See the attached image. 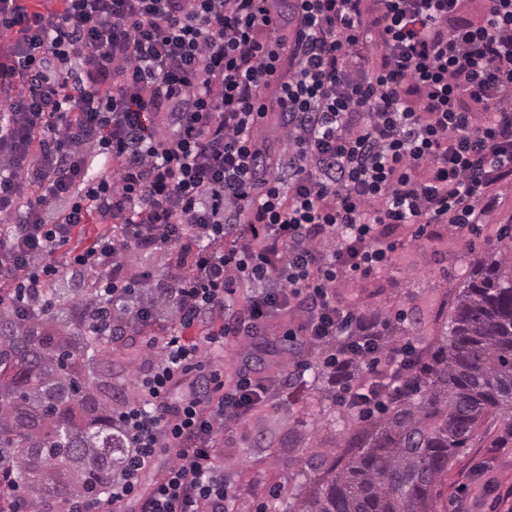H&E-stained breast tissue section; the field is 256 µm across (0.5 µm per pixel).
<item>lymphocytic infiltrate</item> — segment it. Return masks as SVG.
Here are the masks:
<instances>
[{"mask_svg":"<svg viewBox=\"0 0 512 512\" xmlns=\"http://www.w3.org/2000/svg\"><path fill=\"white\" fill-rule=\"evenodd\" d=\"M0 280L22 308L58 271L74 230H106L72 266L101 272L112 320L141 317L129 247L197 254L157 363L123 411L131 453L112 512H230L217 448L267 387L176 398L174 384L280 309L290 336L347 335L338 280L384 270L434 228L472 232L512 181V0H63L46 18L0 0ZM102 155L90 175L89 154ZM243 303L244 325L186 330ZM393 341L383 399L413 357ZM173 461L146 496L158 449Z\"/></svg>","mask_w":512,"mask_h":512,"instance_id":"obj_1","label":"lymphocytic infiltrate"}]
</instances>
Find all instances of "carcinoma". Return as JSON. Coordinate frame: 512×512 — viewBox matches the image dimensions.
Returning a JSON list of instances; mask_svg holds the SVG:
<instances>
[{"label":"carcinoma","instance_id":"cac0c4a2","mask_svg":"<svg viewBox=\"0 0 512 512\" xmlns=\"http://www.w3.org/2000/svg\"><path fill=\"white\" fill-rule=\"evenodd\" d=\"M512 223L470 260L438 345L426 354L421 391L387 400L350 456H319L315 489L288 512H435L448 467L464 448L496 427L494 445L512 439ZM188 243L171 255L183 277L196 273ZM82 280L83 296L49 282L40 305L17 315L0 307V451L18 464L12 485L23 487L36 512H72L73 500L107 493L126 462L125 428L117 406L125 385L99 364L115 350L135 356L136 340L112 325V301ZM177 288H145L138 304L166 317L181 301ZM388 314L355 309L351 334L326 343L314 375L332 388L329 406L350 413L366 400L368 367L384 346L356 350L363 336H379Z\"/></svg>","mask_w":512,"mask_h":512}]
</instances>
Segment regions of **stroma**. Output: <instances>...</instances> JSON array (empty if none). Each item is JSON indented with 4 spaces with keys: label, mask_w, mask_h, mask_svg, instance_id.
I'll list each match as a JSON object with an SVG mask.
<instances>
[{
    "label": "stroma",
    "mask_w": 512,
    "mask_h": 512,
    "mask_svg": "<svg viewBox=\"0 0 512 512\" xmlns=\"http://www.w3.org/2000/svg\"><path fill=\"white\" fill-rule=\"evenodd\" d=\"M494 195L482 231L469 235L467 242L449 232L424 240L398 252L396 264L378 276L338 281L337 298L348 301L352 289L359 288L361 306L417 317L409 339L417 349L430 347L438 334L435 316L439 309L451 308L473 252L484 249L485 232L512 222V181L498 186ZM304 378L305 385L294 388L292 398L274 400L226 430L220 448L224 479L233 493L232 512H286L289 502L318 481L319 471L308 464L312 455L341 456L361 446L365 425L347 417L344 409H334L327 416H300L298 402L317 398L324 387L323 382L314 381L312 372H305ZM465 479L471 482V494L481 512H512V444L501 450L483 443L464 449L443 481L437 512H455ZM275 484L282 493L274 500L267 491Z\"/></svg>",
    "instance_id": "1"
}]
</instances>
